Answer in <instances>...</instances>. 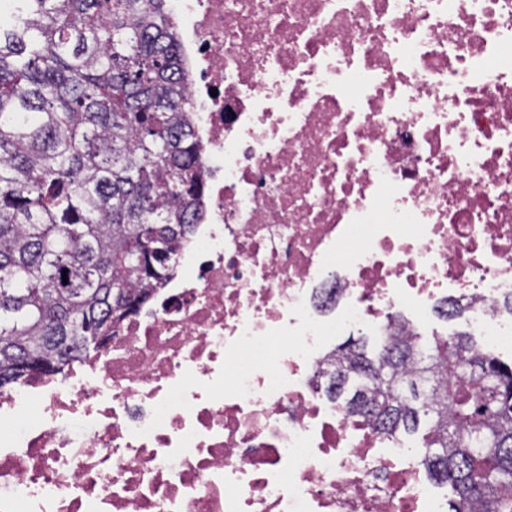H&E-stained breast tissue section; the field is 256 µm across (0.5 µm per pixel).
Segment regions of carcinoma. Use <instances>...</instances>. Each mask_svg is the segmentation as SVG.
<instances>
[{"label":"carcinoma","instance_id":"1","mask_svg":"<svg viewBox=\"0 0 512 512\" xmlns=\"http://www.w3.org/2000/svg\"><path fill=\"white\" fill-rule=\"evenodd\" d=\"M0 24V388L63 365L167 278L203 196L166 0H8ZM330 389L425 427L450 512L512 507V366L459 335L333 352Z\"/></svg>","mask_w":512,"mask_h":512}]
</instances>
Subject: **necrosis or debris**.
Returning a JSON list of instances; mask_svg holds the SVG:
<instances>
[{
	"instance_id": "necrosis-or-debris-1",
	"label": "necrosis or debris",
	"mask_w": 512,
	"mask_h": 512,
	"mask_svg": "<svg viewBox=\"0 0 512 512\" xmlns=\"http://www.w3.org/2000/svg\"><path fill=\"white\" fill-rule=\"evenodd\" d=\"M205 174L103 349L0 389V512H447L328 391L350 326L512 348V0H167Z\"/></svg>"
}]
</instances>
